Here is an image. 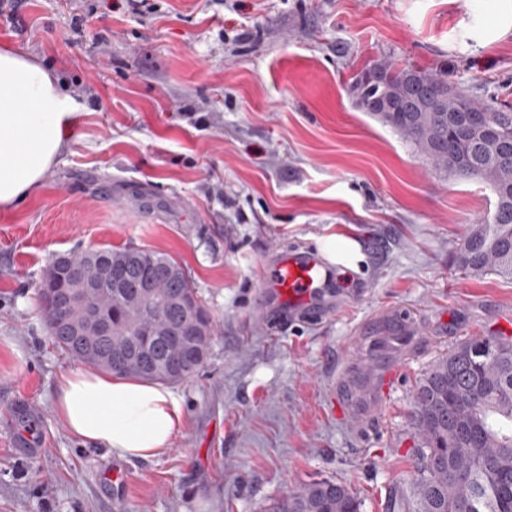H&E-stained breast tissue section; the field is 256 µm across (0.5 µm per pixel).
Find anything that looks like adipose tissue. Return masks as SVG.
Masks as SVG:
<instances>
[{
  "instance_id": "obj_1",
  "label": "adipose tissue",
  "mask_w": 512,
  "mask_h": 512,
  "mask_svg": "<svg viewBox=\"0 0 512 512\" xmlns=\"http://www.w3.org/2000/svg\"><path fill=\"white\" fill-rule=\"evenodd\" d=\"M75 105L52 72L12 49H0V207L38 188L66 145ZM56 412L75 436L120 458L164 453L183 420L180 398L167 386L95 370L64 373Z\"/></svg>"
}]
</instances>
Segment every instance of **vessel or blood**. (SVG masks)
<instances>
[{"label": "vessel or blood", "mask_w": 512, "mask_h": 512, "mask_svg": "<svg viewBox=\"0 0 512 512\" xmlns=\"http://www.w3.org/2000/svg\"><path fill=\"white\" fill-rule=\"evenodd\" d=\"M333 299L334 282L318 251L285 250L267 261L262 301L280 320L309 315ZM417 333L409 313L390 315L381 335L368 342L369 350L388 353L389 362L368 368L360 358L348 361L340 373L339 407L361 419L376 415L381 408L379 383L395 376L399 360L409 353Z\"/></svg>", "instance_id": "1"}]
</instances>
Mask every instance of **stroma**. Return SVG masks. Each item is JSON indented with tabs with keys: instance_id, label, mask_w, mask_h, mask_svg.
<instances>
[{
	"instance_id": "1",
	"label": "stroma",
	"mask_w": 512,
	"mask_h": 512,
	"mask_svg": "<svg viewBox=\"0 0 512 512\" xmlns=\"http://www.w3.org/2000/svg\"><path fill=\"white\" fill-rule=\"evenodd\" d=\"M17 3L0 47L51 70L76 117L40 187L0 208V512H266L313 478L347 483L362 512L410 498L415 383L459 340L512 321V278L452 262L490 189L436 170L358 111L350 86L392 61L512 93V0H149L141 15ZM107 244L179 260L219 330L174 387L184 419L171 447L148 460L84 443L55 411L59 375L79 364L48 336L42 273ZM302 244L341 256L342 294L325 316L264 325L265 263ZM402 308L420 346L380 413L333 414L341 366ZM24 404L39 418L35 455L19 442ZM115 467L123 485L105 478Z\"/></svg>"
}]
</instances>
